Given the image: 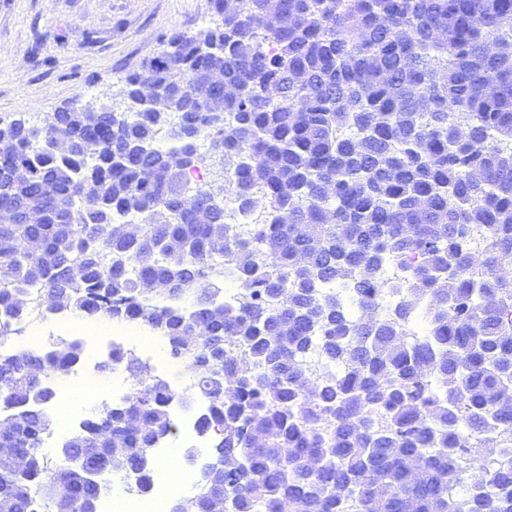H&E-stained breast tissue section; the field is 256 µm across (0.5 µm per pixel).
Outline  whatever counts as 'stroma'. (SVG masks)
I'll use <instances>...</instances> for the list:
<instances>
[{"label":"stroma","instance_id":"obj_1","mask_svg":"<svg viewBox=\"0 0 512 512\" xmlns=\"http://www.w3.org/2000/svg\"><path fill=\"white\" fill-rule=\"evenodd\" d=\"M221 24L210 0H0V121L121 105L127 75L172 33Z\"/></svg>","mask_w":512,"mask_h":512}]
</instances>
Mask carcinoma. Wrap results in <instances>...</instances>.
<instances>
[{
  "mask_svg": "<svg viewBox=\"0 0 512 512\" xmlns=\"http://www.w3.org/2000/svg\"><path fill=\"white\" fill-rule=\"evenodd\" d=\"M212 2L223 26L173 34L126 77L149 104L0 121V211L17 215L0 224V448L25 460L0 458V502L96 497L39 447L83 342L2 351L37 313L80 312L150 327L195 379L177 393L117 348L105 365L130 392L66 438L138 493L154 469L126 465L177 434L173 404L204 401L211 459L186 512H512V52H485L512 43V0ZM270 13L293 25L266 28ZM215 69L236 95L209 85ZM215 140L216 190L195 179L207 156L180 161ZM189 195L216 201L208 221ZM390 261L406 273L383 284ZM383 292L400 296L386 312Z\"/></svg>",
  "mask_w": 512,
  "mask_h": 512,
  "instance_id": "1",
  "label": "carcinoma"
}]
</instances>
